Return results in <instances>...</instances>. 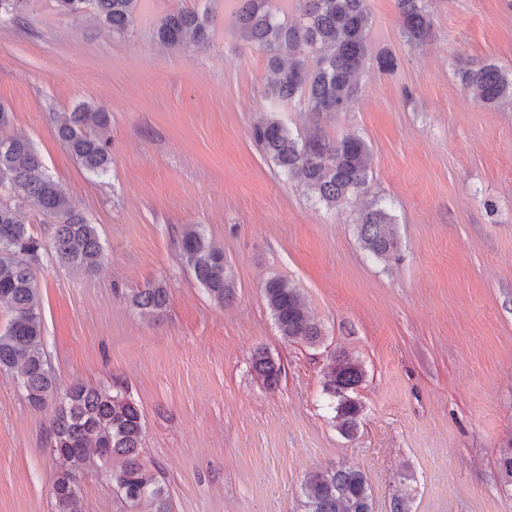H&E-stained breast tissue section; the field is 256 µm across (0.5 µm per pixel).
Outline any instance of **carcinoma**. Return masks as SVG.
I'll return each instance as SVG.
<instances>
[{
    "instance_id": "obj_1",
    "label": "carcinoma",
    "mask_w": 512,
    "mask_h": 512,
    "mask_svg": "<svg viewBox=\"0 0 512 512\" xmlns=\"http://www.w3.org/2000/svg\"><path fill=\"white\" fill-rule=\"evenodd\" d=\"M27 0H0V23L20 19ZM66 16L93 11L113 32L127 34L138 20L142 0H56ZM284 0H242L235 25L246 42L265 53L273 79L268 94L279 103L295 100L305 110L321 114L346 110L359 92L356 80L369 57L371 15L367 0H298L299 16L288 17ZM427 0H396L400 29L406 42L423 43L430 32ZM213 18L207 11L179 10L158 17L153 36L181 49L189 42L209 40ZM314 56L310 66L306 58ZM463 89L478 103L512 98V73L492 63L460 68ZM58 139L89 173L106 176L112 165L107 136L109 113L79 103L53 116ZM252 138L280 168L328 207H339L368 190L373 154L356 134L336 140L315 129L300 137L276 118L253 127ZM42 167L32 142L22 136L0 138V308L10 314L0 330V371H17L18 388L33 406H51L49 446L73 461L91 464L89 451L105 450L98 465L112 468V493L125 512H172L168 488L158 469L141 456L143 423L139 405L123 394L76 384L55 399L57 388L48 365L40 313L39 286L33 264L43 250L30 231V216L53 226L52 252L60 267L96 271L103 247L87 215ZM388 206L372 203L360 216L356 234L364 252L375 259L396 255ZM180 256L208 296L224 305L234 295V283L224 253L210 243L198 225L181 235ZM263 295L280 335L287 342L316 346L323 341L320 324L311 317L300 289L281 277L263 285ZM144 319L155 321L168 304L167 289L154 285L129 297ZM324 386L328 407L346 436L357 432L364 407L357 390L365 379L362 364L345 352L330 359ZM253 369L267 388L275 387L281 366L264 350L253 355ZM77 466L56 473L62 490L53 495L52 512H85ZM302 512H373L372 492L365 475L354 468H326L310 475L301 487Z\"/></svg>"
}]
</instances>
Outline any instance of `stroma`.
I'll return each mask as SVG.
<instances>
[{
  "label": "stroma",
  "instance_id": "stroma-1",
  "mask_svg": "<svg viewBox=\"0 0 512 512\" xmlns=\"http://www.w3.org/2000/svg\"><path fill=\"white\" fill-rule=\"evenodd\" d=\"M239 0H144L134 33L56 0H27L0 24V136H26L47 174L96 224L105 258L92 273L36 269L46 353L59 391L112 388L143 415L142 456L159 468L173 512H301V486L325 468L366 476L374 512H512L499 466L512 448V100L466 94L459 68L512 73V0H430L427 40L407 44L395 0H369L368 65L346 111L315 115L266 89V56L234 26ZM211 9L210 43L173 50L154 20ZM87 102L109 112L112 168L88 174L59 142L52 116ZM332 139L358 134L373 153L365 196L329 208L286 179L255 144L269 117ZM394 217L396 258L370 260L355 224L369 201ZM204 225L235 282L214 304L182 265L186 225ZM289 279L325 331L287 342L264 281ZM168 291L160 322L129 295ZM280 363L269 390L257 348ZM365 370L357 433H341L323 386L331 354ZM51 411L0 372V512H51L63 461L47 446Z\"/></svg>",
  "mask_w": 512,
  "mask_h": 512
}]
</instances>
